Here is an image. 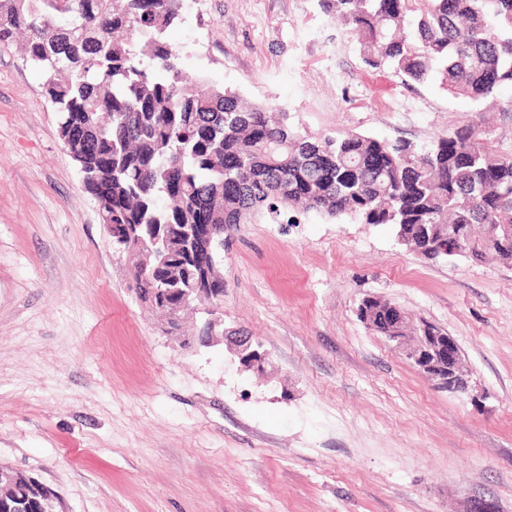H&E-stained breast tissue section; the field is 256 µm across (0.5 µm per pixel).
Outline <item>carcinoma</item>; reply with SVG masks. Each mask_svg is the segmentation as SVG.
<instances>
[{
    "label": "carcinoma",
    "mask_w": 512,
    "mask_h": 512,
    "mask_svg": "<svg viewBox=\"0 0 512 512\" xmlns=\"http://www.w3.org/2000/svg\"><path fill=\"white\" fill-rule=\"evenodd\" d=\"M357 38L363 63L403 83L440 80L476 107L512 88V0H319ZM180 0H0V45L22 41L84 190L125 247L139 299L177 307L208 276L224 297V240L237 225L281 212L390 224L400 244L435 260L433 244L456 238V256L492 255L512 265V156L466 125L427 144L348 134L307 137L288 113L236 92L202 86L166 39ZM84 128L80 140L70 127ZM166 225L160 266L140 268L142 244ZM392 303L362 299L358 317L380 336ZM41 483L18 475L0 512H41Z\"/></svg>",
    "instance_id": "1"
}]
</instances>
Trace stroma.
<instances>
[{"label": "stroma", "mask_w": 512, "mask_h": 512, "mask_svg": "<svg viewBox=\"0 0 512 512\" xmlns=\"http://www.w3.org/2000/svg\"><path fill=\"white\" fill-rule=\"evenodd\" d=\"M167 33L203 84L288 112L303 134L427 143L479 121L512 155V112L366 67L318 0H183ZM43 77L0 46V465L65 512H512V267L426 260L391 226L291 212L224 245L225 330L245 369L140 301L58 134ZM367 296L456 341L436 388L357 317ZM234 346L233 353L238 357L240 363L247 367L259 368L264 362V355L257 349L252 348V343L247 336H223Z\"/></svg>", "instance_id": "1"}]
</instances>
